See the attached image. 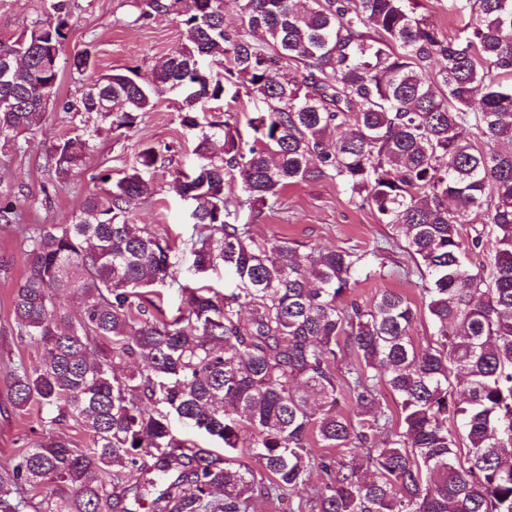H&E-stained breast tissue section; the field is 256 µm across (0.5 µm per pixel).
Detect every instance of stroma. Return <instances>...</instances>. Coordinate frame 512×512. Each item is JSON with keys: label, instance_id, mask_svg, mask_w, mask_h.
<instances>
[{"label": "stroma", "instance_id": "1", "mask_svg": "<svg viewBox=\"0 0 512 512\" xmlns=\"http://www.w3.org/2000/svg\"><path fill=\"white\" fill-rule=\"evenodd\" d=\"M50 3L0 0V42H12L44 21ZM70 22L69 38L60 55L58 96L63 101L79 97L100 73L129 70L136 80H148L161 57L187 40L185 30L172 17L139 19L134 0H70ZM80 51L90 53L93 69L80 72L72 67L71 59ZM180 107L178 96L165 95L153 111L139 118L133 130L94 138L84 165L64 180L48 168L46 153L60 139L97 126L95 115L55 109L47 112L21 148H0V200L14 203L21 216L19 224H0V459L37 447L43 439L39 406L17 413L8 399L10 366L21 362L32 367L43 356L41 348L18 335L11 312L12 294L25 271L28 243L23 228L72 223L85 198L102 188L104 174L121 176L135 165L141 150L151 146L159 154L151 173L157 191L138 205L134 223L152 227L172 240L180 281L219 292L231 287L223 268L199 274L192 267L190 248L197 238L190 217L192 205L180 196L173 179L176 172L187 173L197 165L199 132L182 125ZM250 233L260 242L287 239L309 247L352 248L377 256L386 264V276H357L351 298L365 306L385 288L402 294L419 311L412 336L423 345L433 341L434 329L423 312L425 279L415 272L414 262L403 249L386 248L391 234L388 226L379 223L367 204L351 199L336 180L322 178L286 188L277 210L251 218Z\"/></svg>", "mask_w": 512, "mask_h": 512}]
</instances>
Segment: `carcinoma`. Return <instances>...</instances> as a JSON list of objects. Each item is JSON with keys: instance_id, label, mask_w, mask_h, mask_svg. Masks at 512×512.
<instances>
[{"instance_id": "1", "label": "carcinoma", "mask_w": 512, "mask_h": 512, "mask_svg": "<svg viewBox=\"0 0 512 512\" xmlns=\"http://www.w3.org/2000/svg\"><path fill=\"white\" fill-rule=\"evenodd\" d=\"M451 2L463 25L447 37L418 0H240L234 29L224 0H135L139 18L170 16L189 43L146 83L114 71L65 102L93 113L103 98L110 111L52 145L47 164L67 178L93 137L132 130L166 94L182 97L189 127L224 100V122L202 133L200 163L176 183L193 202L192 266L222 265L234 287L221 296L180 282L169 242L130 223L156 192L153 147L105 175L83 217L36 225L12 314L44 356L11 370L8 397L20 412L38 402L50 432L0 463V512H112L135 473L155 474L135 495L151 512H258L274 499L288 512H512V0ZM52 10L0 42V58L23 59L0 79V99L17 103L0 108L6 144L58 104L67 0ZM243 95L265 103L244 124L233 108ZM322 177L368 204L425 269L435 344L411 336L418 311L403 295L349 298L363 256L258 243L240 223L241 211L272 210L286 187ZM478 222L494 227L488 270L468 264L482 235L462 236ZM173 285L187 308L159 319L151 296ZM71 293L84 299L77 319L57 305ZM342 340L360 364L341 380ZM127 360L137 369L119 371ZM171 414L224 454L172 435ZM69 421L87 448L51 432ZM313 437L349 459L314 453ZM315 473L322 485L290 499ZM46 486L33 504L26 488Z\"/></svg>"}]
</instances>
